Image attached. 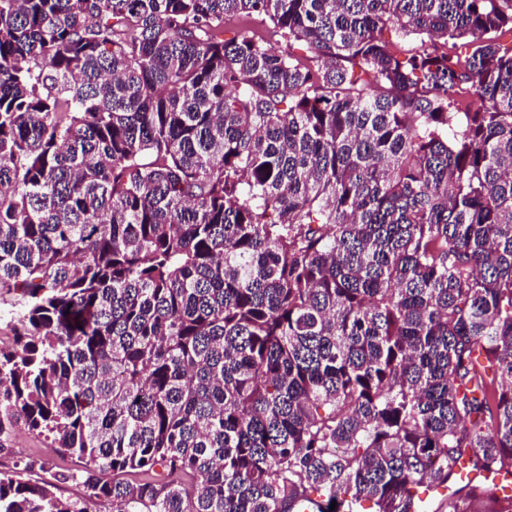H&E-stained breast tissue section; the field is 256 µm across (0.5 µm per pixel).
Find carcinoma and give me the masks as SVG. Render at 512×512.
I'll use <instances>...</instances> for the list:
<instances>
[{
  "label": "carcinoma",
  "instance_id": "obj_1",
  "mask_svg": "<svg viewBox=\"0 0 512 512\" xmlns=\"http://www.w3.org/2000/svg\"><path fill=\"white\" fill-rule=\"evenodd\" d=\"M255 14L311 56L224 37ZM511 36L512 0H0V450L50 436L85 489L30 461L0 512H480Z\"/></svg>",
  "mask_w": 512,
  "mask_h": 512
}]
</instances>
